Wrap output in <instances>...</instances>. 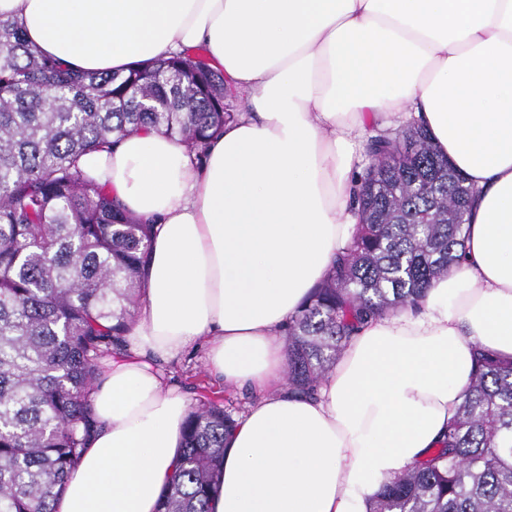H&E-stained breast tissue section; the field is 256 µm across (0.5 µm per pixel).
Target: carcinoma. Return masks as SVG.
<instances>
[{"label": "carcinoma", "instance_id": "obj_1", "mask_svg": "<svg viewBox=\"0 0 512 512\" xmlns=\"http://www.w3.org/2000/svg\"><path fill=\"white\" fill-rule=\"evenodd\" d=\"M226 117L224 73L201 48L90 73L0 20V512H54L93 429L101 364L121 350L145 288L153 225L83 158L155 130L201 165ZM366 154L351 243L284 329L296 394L317 391L360 327L420 308L463 257L469 185L426 128L376 137ZM236 425L211 398L187 414L163 512H209ZM368 512H512V361L477 350L440 447L385 479Z\"/></svg>", "mask_w": 512, "mask_h": 512}]
</instances>
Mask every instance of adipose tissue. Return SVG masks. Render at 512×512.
Wrapping results in <instances>:
<instances>
[{
  "instance_id": "1",
  "label": "adipose tissue",
  "mask_w": 512,
  "mask_h": 512,
  "mask_svg": "<svg viewBox=\"0 0 512 512\" xmlns=\"http://www.w3.org/2000/svg\"><path fill=\"white\" fill-rule=\"evenodd\" d=\"M0 18L99 73L205 47L244 103L203 165L154 131L87 159L155 229L56 512H158L187 415L158 364L202 339L211 371L257 393L211 512H367L444 439L474 348L512 358V0H0ZM392 116L472 187L465 257L420 309L355 335L317 398L294 396L280 336L349 243L360 149Z\"/></svg>"
}]
</instances>
